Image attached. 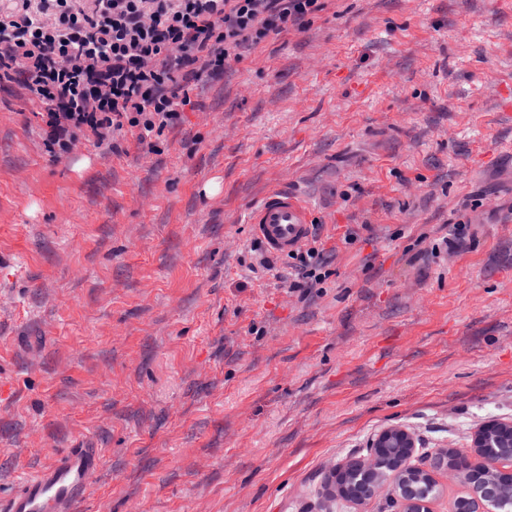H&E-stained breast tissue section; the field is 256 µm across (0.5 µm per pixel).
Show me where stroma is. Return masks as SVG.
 <instances>
[{"instance_id": "1", "label": "stroma", "mask_w": 512, "mask_h": 512, "mask_svg": "<svg viewBox=\"0 0 512 512\" xmlns=\"http://www.w3.org/2000/svg\"><path fill=\"white\" fill-rule=\"evenodd\" d=\"M323 3L147 145L51 160L0 90L1 495L84 445L76 512H351L383 429L512 420V0ZM275 188L331 257L304 294L258 270Z\"/></svg>"}]
</instances>
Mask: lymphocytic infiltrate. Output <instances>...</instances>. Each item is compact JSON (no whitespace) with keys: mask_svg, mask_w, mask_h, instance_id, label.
<instances>
[{"mask_svg":"<svg viewBox=\"0 0 512 512\" xmlns=\"http://www.w3.org/2000/svg\"><path fill=\"white\" fill-rule=\"evenodd\" d=\"M321 9L322 0H9L0 7V87L23 89L52 158L81 139L114 149L127 127L143 143L193 108L194 86L241 61L243 44ZM327 265L310 245L288 267L309 289Z\"/></svg>","mask_w":512,"mask_h":512,"instance_id":"1","label":"lymphocytic infiltrate"}]
</instances>
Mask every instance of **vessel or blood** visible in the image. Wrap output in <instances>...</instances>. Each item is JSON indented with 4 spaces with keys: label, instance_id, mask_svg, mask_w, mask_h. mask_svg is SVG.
<instances>
[{
    "label": "vessel or blood",
    "instance_id": "1",
    "mask_svg": "<svg viewBox=\"0 0 512 512\" xmlns=\"http://www.w3.org/2000/svg\"><path fill=\"white\" fill-rule=\"evenodd\" d=\"M249 222L268 252L285 256L309 239L314 216L301 196L274 189L251 211ZM100 465L98 449H65L19 481L8 497H0V512H74Z\"/></svg>",
    "mask_w": 512,
    "mask_h": 512
}]
</instances>
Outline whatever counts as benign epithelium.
<instances>
[{
  "mask_svg": "<svg viewBox=\"0 0 512 512\" xmlns=\"http://www.w3.org/2000/svg\"><path fill=\"white\" fill-rule=\"evenodd\" d=\"M414 436L391 426L370 442V454L336 464L335 492L356 512L380 498H389L397 512H437L444 478L458 487L449 512H512V421L486 424L466 450L467 465H458L460 450L442 448L413 463Z\"/></svg>",
  "mask_w": 512,
  "mask_h": 512,
  "instance_id": "benign-epithelium-1",
  "label": "benign epithelium"
}]
</instances>
